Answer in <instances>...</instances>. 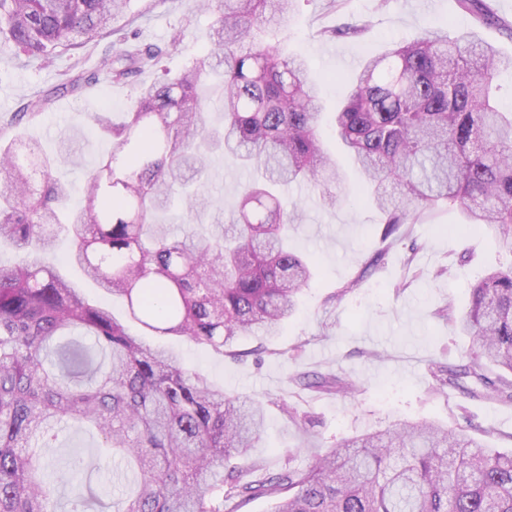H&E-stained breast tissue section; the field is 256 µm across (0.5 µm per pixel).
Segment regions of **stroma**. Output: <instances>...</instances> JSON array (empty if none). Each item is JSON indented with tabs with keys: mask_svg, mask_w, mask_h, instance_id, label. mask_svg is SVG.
<instances>
[{
	"mask_svg": "<svg viewBox=\"0 0 512 512\" xmlns=\"http://www.w3.org/2000/svg\"><path fill=\"white\" fill-rule=\"evenodd\" d=\"M495 20L480 23L457 0H298L288 23L266 24L272 41L306 58L309 75L323 90L325 111H335L362 63L384 53L392 42L411 40L424 27L447 25L450 35L475 32L506 56H512V0H486ZM213 12L197 9L194 0H128L112 19L111 36L90 43L79 53L60 52L51 61L26 58L15 46L0 44V118L18 111L66 75L93 69L114 40L129 46L158 44L168 52L157 67L144 70L124 84L105 81L78 94L57 98L36 121L26 125L27 139L43 152L55 153L65 133L83 130L73 143L76 164L62 167L60 178L72 197H79L87 173L107 153L110 139L97 133L92 117L107 112L120 118L142 86L163 72H181L191 57L210 46ZM367 23L357 37L336 36V29ZM185 38L171 46L175 30ZM246 172L223 156L212 157L201 182L212 207L194 215L177 208L164 214L170 224H211L228 217L238 205ZM302 222L291 232L292 243L311 261L315 276L299 296L298 309L277 336L259 341L240 337L233 355L196 345L177 336L165 342L182 365L204 375L226 392L257 397L266 406L265 432L248 460L253 479L279 472L285 463L306 465L311 454L339 442L382 430L399 422H431L455 429L494 427L495 448L512 450V403L462 391L440 392L430 367L462 363L470 344L435 311L453 303L466 310L471 285L485 273L512 266L496 232L470 227L461 235L442 233L441 225L460 223L455 211H436L415 224L417 243L411 285L397 289L404 274L407 243L387 244L376 233L380 215L371 205L350 199L325 206L320 189L294 186ZM382 264H375L377 255ZM447 267L435 278L438 267ZM340 373L355 382V397L319 394L297 385L296 374ZM296 419H289L286 407ZM56 445L46 452L48 476L56 492L48 512H72L73 487L90 486L101 503L120 494L113 480L111 455L97 451L99 439L78 426L59 423Z\"/></svg>",
	"mask_w": 512,
	"mask_h": 512,
	"instance_id": "35a3bbf8",
	"label": "stroma"
}]
</instances>
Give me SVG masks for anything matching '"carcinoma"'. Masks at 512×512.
<instances>
[{"mask_svg":"<svg viewBox=\"0 0 512 512\" xmlns=\"http://www.w3.org/2000/svg\"><path fill=\"white\" fill-rule=\"evenodd\" d=\"M297 0H209L217 14L208 52L175 76L141 88L122 123H95L112 151L86 177L68 217V263L130 317L161 335L217 351L240 336L269 339L295 310L313 277L288 246L301 207L279 188L309 183L325 203L343 201L336 160L322 144V102L305 61L285 56L261 20L288 22ZM126 0H0V40L29 57L81 48L107 32ZM164 50L114 48L97 69L68 78L3 121L13 129L56 98L105 79L124 83L157 64ZM512 57L467 33L431 27L369 59L334 115L343 152L363 177L355 197L384 216L383 239L411 237L420 212L458 209L467 225L499 229L512 251V110L499 109L492 83ZM219 79L224 124L216 128L200 88ZM221 151L255 178L227 224L184 225L175 235L156 216L181 196L191 211L210 201L194 187ZM55 160L20 140L0 148V243L17 262L0 265V512H46L52 489L31 442L53 447L51 422L97 431L132 488L112 512H240L258 498L274 512H512V452L463 432L402 424L346 440L304 467L245 481L220 469L262 438L261 402L227 394L177 356L128 332L101 302L66 281L42 257L69 188ZM41 181L35 188L34 178ZM467 311L436 315L472 339L464 364L435 366L437 384L512 402V267L470 288ZM82 329L94 355L77 343ZM300 385L351 396L342 374Z\"/></svg>","mask_w":512,"mask_h":512,"instance_id":"carcinoma-1","label":"carcinoma"}]
</instances>
